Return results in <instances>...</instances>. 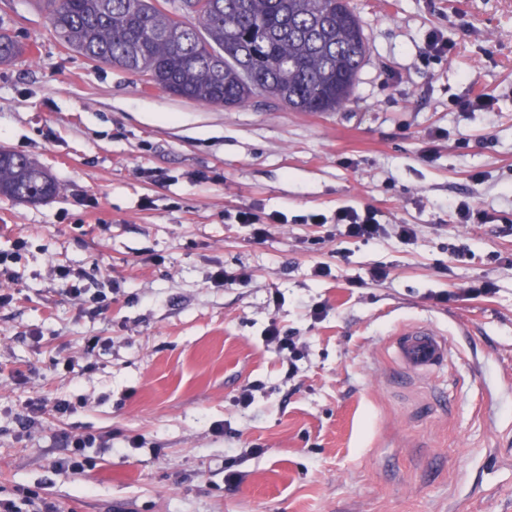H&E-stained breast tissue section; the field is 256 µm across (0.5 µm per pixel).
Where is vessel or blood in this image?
<instances>
[{"instance_id": "1", "label": "vessel or blood", "mask_w": 512, "mask_h": 512, "mask_svg": "<svg viewBox=\"0 0 512 512\" xmlns=\"http://www.w3.org/2000/svg\"><path fill=\"white\" fill-rule=\"evenodd\" d=\"M391 345L397 364L408 375H432L448 361L447 339L428 325L395 332Z\"/></svg>"}]
</instances>
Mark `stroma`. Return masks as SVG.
<instances>
[{"label": "stroma", "mask_w": 512, "mask_h": 512, "mask_svg": "<svg viewBox=\"0 0 512 512\" xmlns=\"http://www.w3.org/2000/svg\"><path fill=\"white\" fill-rule=\"evenodd\" d=\"M350 2L368 46L350 101L293 112L268 96L228 108L144 92L65 48L40 0H0V27L26 49L0 65V147L58 185L36 204L0 196L13 271L0 283L1 499L30 489L62 512H512V0ZM434 29L450 58L424 59ZM483 94L492 110L453 105ZM463 201L489 223H459ZM366 205L386 235L332 224ZM244 209L289 221L259 241L234 219ZM309 213L327 224L297 223ZM321 263L330 275L315 276ZM59 265L109 289L108 309L67 296ZM377 266L390 271L380 283ZM219 270L230 281L212 282ZM489 278L494 294L457 296ZM273 321L297 337L296 361L266 346ZM415 324L447 337L448 363L402 378L388 341ZM38 396L75 409L26 433ZM66 432L110 444L75 482L55 471ZM231 470L239 483L225 482Z\"/></svg>", "instance_id": "obj_1"}]
</instances>
